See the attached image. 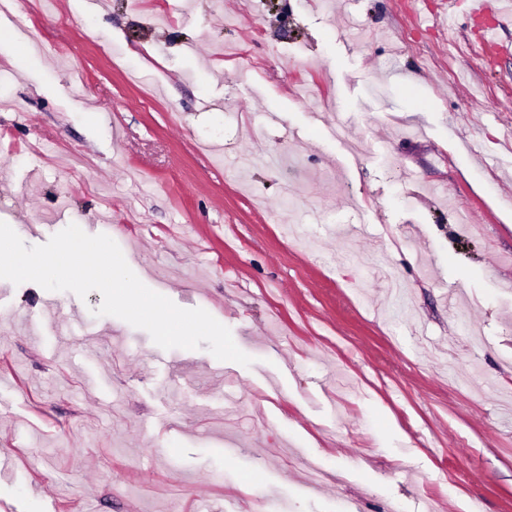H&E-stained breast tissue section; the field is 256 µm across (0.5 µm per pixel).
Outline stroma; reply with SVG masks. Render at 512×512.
<instances>
[{
    "label": "stroma",
    "mask_w": 512,
    "mask_h": 512,
    "mask_svg": "<svg viewBox=\"0 0 512 512\" xmlns=\"http://www.w3.org/2000/svg\"><path fill=\"white\" fill-rule=\"evenodd\" d=\"M499 41L448 0H0V221L108 235L253 359L0 279V512H512Z\"/></svg>",
    "instance_id": "obj_1"
}]
</instances>
